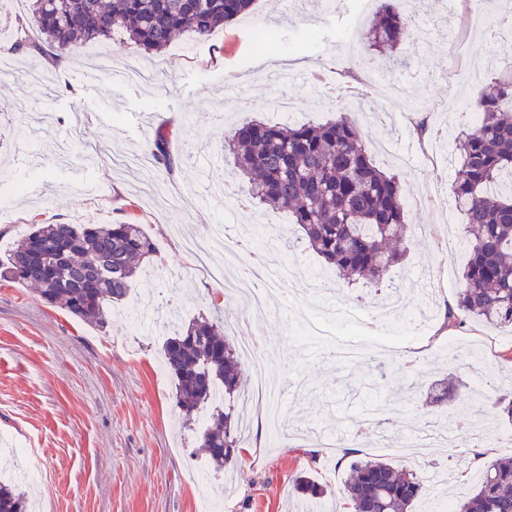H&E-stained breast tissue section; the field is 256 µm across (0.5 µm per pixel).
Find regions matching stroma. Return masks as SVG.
<instances>
[{"label": "stroma", "instance_id": "stroma-1", "mask_svg": "<svg viewBox=\"0 0 512 512\" xmlns=\"http://www.w3.org/2000/svg\"><path fill=\"white\" fill-rule=\"evenodd\" d=\"M255 0L251 14L206 40L181 36L161 53L123 51L151 68L152 82L117 84L84 74L83 60L52 67L37 55H16L0 43V256L36 224H141L158 252L144 263L125 309L144 319L187 321L208 311L224 319L232 339L258 342L272 354L271 386L282 392L275 439H268L255 379L244 391L249 428L231 466L217 467L200 447L207 415L183 422L175 380L163 365L164 331L129 332L120 318L106 329L73 319L37 290L0 280V449L16 469L38 472L25 484L40 512H198L202 492L222 497L224 512H302L307 500L293 478L309 473L339 486L353 455L322 447L327 428L357 435L362 455L419 473L432 496L460 505L474 492L486 462L512 456V424L496 400L512 398V328L476 320L443 324L468 257L462 216L450 187L461 129L459 108L470 103L512 45L492 39L464 12L420 18L430 39L404 41L406 66L381 65L367 48L378 0ZM274 22L279 36L272 68L257 69L256 23ZM350 86L372 113L360 124L367 150L397 174L405 193L409 241L390 272L398 308L372 307L357 289L320 292L315 274L334 271L311 251L261 248L268 264L294 259V282L282 283L265 314H250L239 297L206 279L173 224L201 236L217 224L288 229L289 215L260 208L219 158L225 131L250 116L280 123L289 99L294 122L323 123L331 99ZM175 133L172 150L193 159L174 172L149 163L114 168L104 154L147 150L152 128ZM431 274V294L418 283ZM358 307L376 332L358 331L366 353L343 361L307 335L303 315ZM449 379L456 397L454 439L418 454L399 449L411 427L428 428L443 410L425 403L435 381Z\"/></svg>", "mask_w": 512, "mask_h": 512}]
</instances>
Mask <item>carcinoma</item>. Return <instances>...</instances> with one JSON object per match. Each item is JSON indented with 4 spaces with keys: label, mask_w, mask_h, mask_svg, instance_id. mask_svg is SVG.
<instances>
[{
    "label": "carcinoma",
    "mask_w": 512,
    "mask_h": 512,
    "mask_svg": "<svg viewBox=\"0 0 512 512\" xmlns=\"http://www.w3.org/2000/svg\"><path fill=\"white\" fill-rule=\"evenodd\" d=\"M255 0H34L37 35L16 28L12 50L35 51L59 64L85 44L123 35V43L160 53L175 35L206 38L249 13ZM408 0H383L371 26L370 49L394 52L413 36ZM472 108L481 123L456 136L459 166L452 200L463 216L470 250L462 289L446 320L512 326V64L478 93ZM325 123L269 124L252 119L224 137V162L263 208L286 211L299 228L282 236L289 250H312L349 286L375 288L405 251L408 229L400 181L368 155L347 107ZM155 163L172 171L188 155L171 151L160 125L149 145ZM158 251L141 224H38L0 259V278L35 286L42 298L74 318L102 328L127 298L144 260ZM175 379L176 405L185 420L210 408L201 447L227 465L242 441L241 415L224 400L240 394L236 344L218 317L200 315L177 324L163 343ZM455 388H431L426 401L445 406ZM310 499L338 495L350 512H412L425 491L423 477L382 460L352 464L349 479L333 489L305 474L293 480ZM0 512H28L26 493L0 482ZM459 512H512V457L495 459Z\"/></svg>",
    "instance_id": "cac0c4a2"
}]
</instances>
